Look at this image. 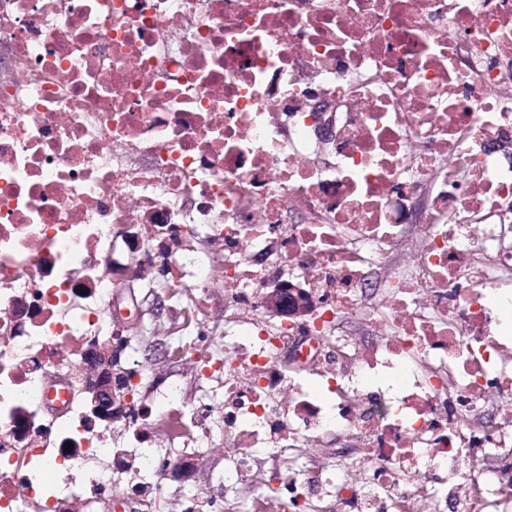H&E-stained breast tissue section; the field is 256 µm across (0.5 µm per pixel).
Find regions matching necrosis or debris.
Returning a JSON list of instances; mask_svg holds the SVG:
<instances>
[{"label": "necrosis or debris", "instance_id": "4bbe7bcc", "mask_svg": "<svg viewBox=\"0 0 512 512\" xmlns=\"http://www.w3.org/2000/svg\"><path fill=\"white\" fill-rule=\"evenodd\" d=\"M142 244L198 301L224 279L243 479L336 431L371 463L317 468L344 512H512V0H0V512H95L153 433L204 428L128 391L113 444L71 377ZM283 281L310 305L288 330ZM347 315L371 339L324 344ZM284 484L252 512H305ZM294 288L280 286L265 293L266 310L288 323V319L297 317L302 309L301 302L294 293Z\"/></svg>", "mask_w": 512, "mask_h": 512}]
</instances>
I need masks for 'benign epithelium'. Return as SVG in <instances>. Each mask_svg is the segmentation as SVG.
Returning a JSON list of instances; mask_svg holds the SVG:
<instances>
[{"mask_svg": "<svg viewBox=\"0 0 512 512\" xmlns=\"http://www.w3.org/2000/svg\"><path fill=\"white\" fill-rule=\"evenodd\" d=\"M266 310L274 316L288 322L297 317L302 309L294 288L280 286L265 293ZM116 351L91 346L85 355L86 377L84 392L92 414L99 420L110 423L121 411L120 373L114 368Z\"/></svg>", "mask_w": 512, "mask_h": 512, "instance_id": "benign-epithelium-1", "label": "benign epithelium"}]
</instances>
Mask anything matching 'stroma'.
<instances>
[{"label": "stroma", "mask_w": 512, "mask_h": 512, "mask_svg": "<svg viewBox=\"0 0 512 512\" xmlns=\"http://www.w3.org/2000/svg\"><path fill=\"white\" fill-rule=\"evenodd\" d=\"M210 313L206 320L196 322L193 335H183L184 318L193 312L192 296L179 280L172 278L163 260L154 263L150 283L126 289L122 304L137 309L140 323L130 336L138 349L143 364L138 396L145 403H153L172 384H180L182 398L189 407L210 405L215 414L224 410V373H203L201 365L211 358H229L232 326L224 318V283L215 280L209 290ZM349 437L332 436L305 446L298 453L288 447L266 449L253 463L255 477L233 485L228 492L240 512H250L254 500L269 488L264 476L271 472H294L302 477L324 458L333 456L336 449L353 446ZM232 443L224 435L223 427H215L209 439L171 441L156 436L151 452L168 456L172 465L186 466L185 474L167 476L166 488L141 505L133 499L130 490L143 475L136 470L116 471L112 474V499L122 502L121 512H186L187 502L201 505L203 512H215L212 498L217 483L228 475L231 466ZM102 502L99 512H112L110 503Z\"/></svg>", "instance_id": "1"}]
</instances>
